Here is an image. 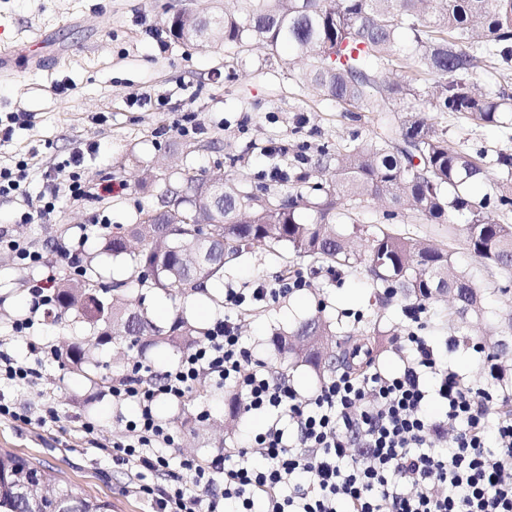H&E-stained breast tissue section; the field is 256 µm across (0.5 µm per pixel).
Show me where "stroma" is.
Returning <instances> with one entry per match:
<instances>
[{"label": "stroma", "mask_w": 512, "mask_h": 512, "mask_svg": "<svg viewBox=\"0 0 512 512\" xmlns=\"http://www.w3.org/2000/svg\"><path fill=\"white\" fill-rule=\"evenodd\" d=\"M224 0H0V43L13 42L24 30L43 29L40 71L17 62L15 77L0 82V118L6 113L25 114L11 141L0 145V170H15L19 161L36 158L23 181V194L0 196V232L39 251L45 264L36 271L20 267L11 251L0 249V349L23 364H40L36 386L5 389L19 410L43 415L53 402L58 418L40 428L0 418V449L15 452L34 465L53 470L63 480L79 484L86 493L106 496L112 512H152L150 504L131 488L133 477L126 466L112 459L114 443L123 441L124 424L132 408L117 407L106 388H96L73 373L66 346L79 340L90 348L113 378L125 376L134 362L153 372L175 364L179 350L147 349L138 353L127 344L104 342L99 330H72L53 318L41 320L29 335H14L15 320L29 316L35 278L52 277L60 285L75 280L67 257L58 253V241L70 243L79 259H86L99 242L106 224H133L141 212L159 204L167 179H178L181 170L206 177L238 175L258 185L281 188L272 178L273 167L289 170L301 145L344 146L353 138L371 135L376 123L371 114L343 116L335 102L313 87H300L265 49L246 52L229 45H193L176 40L168 21L176 13L222 12ZM66 92H58V85ZM150 94L152 104H137V95ZM195 111L202 132L182 136L175 122ZM435 122L449 142L470 152H483L490 180H497L499 153L512 152V139L501 128L476 126L456 113L439 112ZM82 151L79 169L83 182L94 188L112 185L109 195L80 200L60 196L49 215L27 223L22 219L25 196H39L46 189L45 169ZM291 251L272 255L264 251L243 254L227 267L224 285L252 288L272 284L281 267L294 261ZM130 299H144L159 322L186 312L203 327L223 318L224 308L200 296H168L130 285ZM440 300L427 304L421 316L423 333L440 350L449 353L455 368L470 382L480 383L482 356L472 345L448 346V327ZM325 310L339 335L352 333L356 314L380 322L383 350L381 367L401 368L394 354L410 322L400 306L381 309L373 298L364 270L320 273L306 288L275 302L260 304L238 319L244 345L257 358L287 374L304 395L320 385L307 368L290 369L287 354L278 352L273 338L280 330L317 310ZM52 346L58 357L42 362V350ZM224 390L183 402L159 401L156 412L176 433L170 453L176 460L203 459L227 448L244 446L264 423L263 416L242 414L226 424ZM207 418H200L201 410ZM95 425L92 434L81 433L84 421Z\"/></svg>", "instance_id": "35a3bbf8"}]
</instances>
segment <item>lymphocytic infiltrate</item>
<instances>
[{
  "label": "lymphocytic infiltrate",
  "instance_id": "lymphocytic-infiltrate-1",
  "mask_svg": "<svg viewBox=\"0 0 512 512\" xmlns=\"http://www.w3.org/2000/svg\"><path fill=\"white\" fill-rule=\"evenodd\" d=\"M405 345L399 372H340L303 397L224 318L152 382L139 363L113 382V403L137 411L121 460L154 512H512V419H488L512 368L485 358L487 385L476 389L427 337L409 331ZM204 378L266 423L248 446L185 462V480L171 469L175 436L155 405L182 401ZM433 400L437 419L425 413Z\"/></svg>",
  "mask_w": 512,
  "mask_h": 512
}]
</instances>
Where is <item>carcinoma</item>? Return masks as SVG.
Returning a JSON list of instances; mask_svg holds the SVG:
<instances>
[{"instance_id":"cac0c4a2","label":"carcinoma","mask_w":512,"mask_h":512,"mask_svg":"<svg viewBox=\"0 0 512 512\" xmlns=\"http://www.w3.org/2000/svg\"><path fill=\"white\" fill-rule=\"evenodd\" d=\"M235 12L172 17L179 40L197 35L209 44L240 49L260 44L279 59L296 82L310 84L346 112L377 117L373 136L336 150L323 147L316 159L301 147L293 177L297 189H250L243 178H226L216 187L188 171L160 194L179 200L143 213L135 224H119L100 241V252L131 262L137 286L168 296L203 294L220 305L209 286L224 279V268L246 249L272 254L286 248L311 265L329 271L363 267L376 301L408 305L453 296L441 319L448 331L458 321L487 314L483 293L512 291V153H501L498 167L510 179L495 183L480 199L473 190L488 180L484 155L449 144L430 113L451 112L475 125L512 130V95L482 91L478 80L488 58L512 61V0H238ZM288 47L291 57L280 55ZM405 67L401 81L387 73ZM371 199L385 202L383 217L405 212L428 224H446L448 233L487 267L496 280L476 286L454 267L452 253L428 245L386 224L364 230L357 214ZM360 234L363 249L349 245L341 226ZM210 244L208 260L195 265L197 246ZM92 253L81 279L57 290L54 308L77 328L102 326V339L148 338L155 349L191 348L207 334L185 313L158 324L150 313L123 298L125 281L97 289L100 273ZM365 367L379 360L377 321L358 318ZM336 327L321 314L276 336L291 367L317 376L348 364L335 350ZM492 357L506 352L503 340L467 333ZM68 357L80 375L98 386L109 382L93 352L72 342ZM0 512H112L108 498L90 496L78 485L57 480L15 453L0 452Z\"/></svg>"}]
</instances>
